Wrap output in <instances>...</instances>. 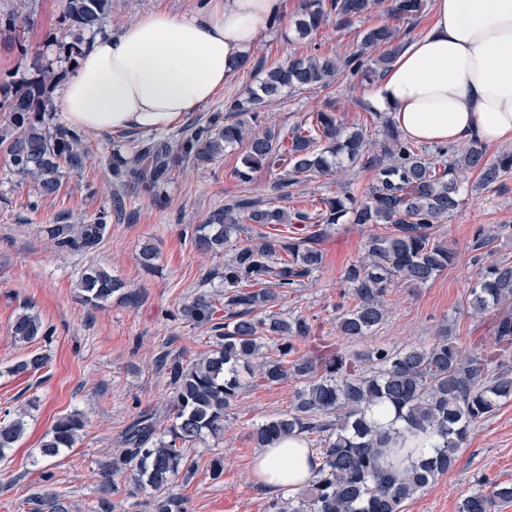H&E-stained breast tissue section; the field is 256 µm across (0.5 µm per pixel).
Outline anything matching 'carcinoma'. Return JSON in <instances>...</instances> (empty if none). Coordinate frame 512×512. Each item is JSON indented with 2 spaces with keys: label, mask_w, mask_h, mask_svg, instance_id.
Wrapping results in <instances>:
<instances>
[{
  "label": "carcinoma",
  "mask_w": 512,
  "mask_h": 512,
  "mask_svg": "<svg viewBox=\"0 0 512 512\" xmlns=\"http://www.w3.org/2000/svg\"><path fill=\"white\" fill-rule=\"evenodd\" d=\"M382 0H302L296 22L300 37L316 31L328 11L338 22L373 10ZM28 0H19L15 13L0 25V38L15 41V21ZM422 0H387L386 12L395 19H411ZM112 22V0H65L60 17L62 40L56 58L30 57L33 76L23 82L0 78V111L7 127L0 130V151L19 180L31 183L38 197H53L66 173H79L88 151L81 136L55 121L48 87L60 78L54 64L75 63L92 40L107 32ZM403 44L397 30L380 25L366 30L351 55L340 59L315 55L294 57L269 70L259 84L230 102L229 110L241 119L224 122L220 115L205 124H193L172 142L151 138L131 154L116 150L109 170L115 186L134 185L165 203L162 186L186 160L211 163L224 150L246 143V153L235 177L243 184L267 165L283 169L274 189L284 190L314 175L333 176L343 160L363 161L375 171L365 195L347 191L321 199L322 208L311 216L260 204L245 196L212 210L192 235L201 252L225 256L221 275L225 315H218L215 294L203 291L182 304L179 320L209 328L213 348L192 361L156 356V370L171 390V413L164 421L155 414L140 415L125 431V448L101 468L102 486H110L117 472H130L133 491L151 495L153 512H187V501L174 492L178 479L195 471L191 446L207 436L224 435L226 411L247 386L242 372L278 383L292 373L303 378L288 411L257 425L252 438L260 448L274 445L294 433L302 436L319 457L310 488L298 498L280 497L270 502V512H402L404 503L425 489L457 462L458 450L471 427L494 415L500 404L512 399V262L492 261L478 271L467 300V313L493 314L494 345L502 360L482 353H466L443 336L429 346L377 347L372 365L360 369L346 357L318 354L288 361L295 342L308 338L312 325L300 313H269L280 300L302 285L322 265L323 256L313 246L322 229L309 230V220L331 226L344 219L355 224H380L383 232L370 235L360 258L344 271L349 307L336 306V328L348 339L365 337L387 316L385 296L395 284L418 286L446 269L456 252L438 240L435 229L462 204L459 172L478 174L476 187L492 189L512 173V152L495 159L478 139L457 148L441 146L430 154L414 141L401 137L393 119L374 113L382 123L386 141L382 153L373 155L372 141L359 131L344 130L336 113L319 110L304 122L281 133L254 132L261 105L289 89L327 87L341 72L372 81L392 66ZM123 216L121 199L114 211L102 210L88 224H74L61 216L45 233L61 251L83 255L95 251L109 234L112 216ZM243 224H283L288 235L273 243L263 234L246 245L237 241ZM512 236V224L478 230L477 250L500 237ZM77 287L95 305L114 294L134 302L136 296L110 271L88 267ZM15 339L30 343L50 336L40 318L25 310L12 326ZM264 336L278 341L275 358L263 352ZM46 356L33 354L11 368L17 376L43 369ZM393 408L401 428L382 429L372 410ZM86 420L79 413L54 422L37 454L54 458L75 445ZM26 431L25 413L0 419V459ZM512 502V484L495 486L490 493L477 491L462 500L459 512H496ZM39 503L48 512H71L59 494H46Z\"/></svg>",
  "instance_id": "obj_1"
}]
</instances>
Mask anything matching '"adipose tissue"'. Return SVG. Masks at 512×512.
Here are the masks:
<instances>
[{"instance_id": "obj_1", "label": "adipose tissue", "mask_w": 512, "mask_h": 512, "mask_svg": "<svg viewBox=\"0 0 512 512\" xmlns=\"http://www.w3.org/2000/svg\"><path fill=\"white\" fill-rule=\"evenodd\" d=\"M287 0H206L155 8L96 37L62 85L66 127L99 134L170 127L209 102ZM404 137L437 144L512 143V0H434L429 32L370 93ZM317 461L304 439L262 449L252 464L270 493L298 490Z\"/></svg>"}]
</instances>
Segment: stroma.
<instances>
[{
    "mask_svg": "<svg viewBox=\"0 0 512 512\" xmlns=\"http://www.w3.org/2000/svg\"><path fill=\"white\" fill-rule=\"evenodd\" d=\"M299 5L300 0H288L287 15L270 23L247 64L211 101L165 128V135H176L186 125L224 111L228 101L289 54L347 56L356 51L364 30L388 20L379 9L346 26L330 17L316 34L302 40L293 25ZM62 11L63 0H30V24H18L14 43L0 41V74L29 76V53L48 51ZM372 88L361 77L339 75L326 89L295 91L265 104L261 126L287 130L310 113L329 108L348 130L382 143L384 133L368 111ZM149 137L146 131L84 135V169L67 176L58 196L42 199L30 184L9 173L0 157V415L8 410L27 413L24 436L0 459V512H32L31 497L51 492L64 495L74 512H99L104 500L112 503L113 512H152L149 495L133 493L128 474L112 476L116 489L110 493L102 491L98 474L121 448L125 430L139 412L169 408L171 394L155 370L156 354L166 350L189 361L211 347L207 327L175 318L178 308L199 292L202 274L224 269L223 257L194 249L193 230L229 199L247 195L268 203L277 192L271 170H256L247 184L234 177L245 153L241 145L226 149L215 163L177 170L165 187L163 205L135 187L113 185L108 168L113 151L130 153ZM373 176L372 169L357 164L336 176L312 177L292 187L287 206L314 210L319 198L361 193ZM117 197L124 202L126 217L113 221L110 235L92 255L65 252L48 241L44 227L59 213L69 212L76 223L87 222ZM496 224H512V174L498 188L471 190L463 205L440 224V239L458 253L454 263L424 285L390 289L386 320L369 336L354 340L340 336L336 328V305L345 291L342 276L361 255L364 240L380 227L346 221L327 229L316 242L323 254L321 267L276 307L282 314L301 312L311 321L313 335L296 342L297 355H309L321 343L364 368L377 346H426L447 334L465 349L490 340V321L469 317L466 305L468 285L482 267L494 260L512 261L510 238L482 250L471 248L478 229ZM146 245L157 253L151 271L139 261ZM90 265L120 277L137 294V302L115 298L101 307L85 304L76 279L79 270ZM25 309L51 329L48 339L14 340L11 326ZM34 353L48 357L42 370L31 376L11 374V366ZM299 386L293 378L277 385L253 378L228 409L223 437L194 446L197 470L178 487L190 512H268L272 496L251 478L259 453L251 432L263 420L288 410ZM73 412L88 421L76 445L55 458L38 457L39 442L55 419ZM218 457L224 461V474L215 481L209 465ZM495 482H512V400L471 428L455 468L408 500L403 512H459L465 496L489 491Z\"/></svg>",
    "mask_w": 512,
    "mask_h": 512,
    "instance_id": "1",
    "label": "stroma"
}]
</instances>
